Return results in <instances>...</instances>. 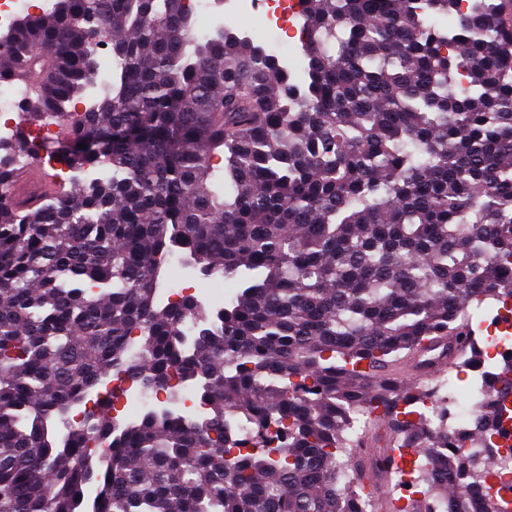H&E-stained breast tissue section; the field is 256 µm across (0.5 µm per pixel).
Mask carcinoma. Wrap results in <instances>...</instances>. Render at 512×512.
<instances>
[{
    "mask_svg": "<svg viewBox=\"0 0 512 512\" xmlns=\"http://www.w3.org/2000/svg\"><path fill=\"white\" fill-rule=\"evenodd\" d=\"M460 2L304 0L303 86L229 28L195 36L184 0H54L5 32L0 84L51 65L23 113L63 131L0 142V512H423L346 447L355 413L466 512L474 462L390 371L473 331L472 302L512 309V25L505 0ZM43 151L109 175L21 201ZM177 249L231 300L163 302ZM187 382L202 414L172 394L115 424L128 386Z\"/></svg>",
    "mask_w": 512,
    "mask_h": 512,
    "instance_id": "cac0c4a2",
    "label": "carcinoma"
}]
</instances>
